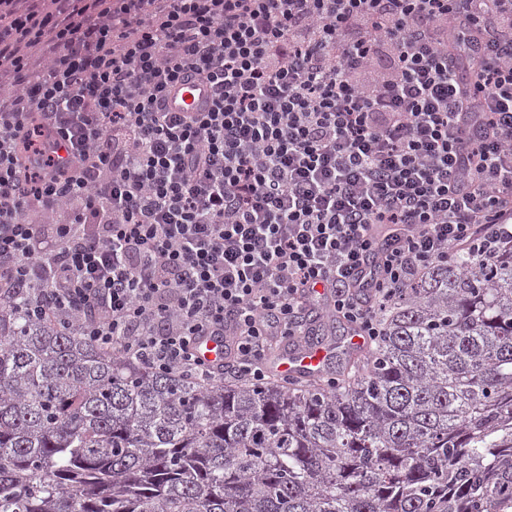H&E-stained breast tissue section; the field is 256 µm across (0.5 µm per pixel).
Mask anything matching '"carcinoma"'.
<instances>
[{"label": "carcinoma", "mask_w": 512, "mask_h": 512, "mask_svg": "<svg viewBox=\"0 0 512 512\" xmlns=\"http://www.w3.org/2000/svg\"><path fill=\"white\" fill-rule=\"evenodd\" d=\"M369 368L200 383L0 299V512H512V249L382 312Z\"/></svg>", "instance_id": "cac0c4a2"}]
</instances>
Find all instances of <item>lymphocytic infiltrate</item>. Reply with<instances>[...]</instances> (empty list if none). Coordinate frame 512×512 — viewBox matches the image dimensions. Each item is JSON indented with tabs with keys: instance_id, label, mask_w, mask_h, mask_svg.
I'll list each match as a JSON object with an SVG mask.
<instances>
[{
	"instance_id": "f902f5d3",
	"label": "lymphocytic infiltrate",
	"mask_w": 512,
	"mask_h": 512,
	"mask_svg": "<svg viewBox=\"0 0 512 512\" xmlns=\"http://www.w3.org/2000/svg\"><path fill=\"white\" fill-rule=\"evenodd\" d=\"M194 77L207 109L169 111ZM511 246L512 0H0V287L30 317L258 382L312 306L374 340L420 273Z\"/></svg>"
}]
</instances>
